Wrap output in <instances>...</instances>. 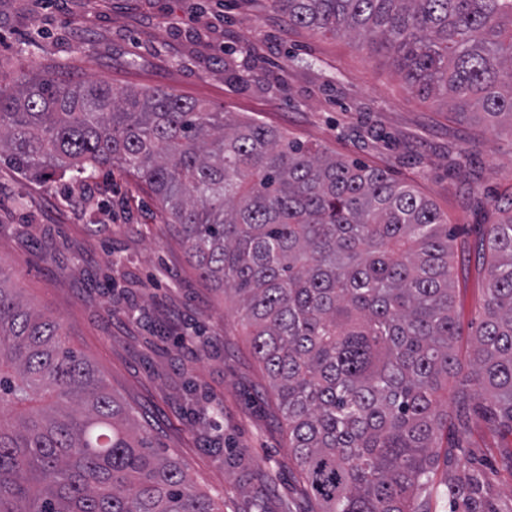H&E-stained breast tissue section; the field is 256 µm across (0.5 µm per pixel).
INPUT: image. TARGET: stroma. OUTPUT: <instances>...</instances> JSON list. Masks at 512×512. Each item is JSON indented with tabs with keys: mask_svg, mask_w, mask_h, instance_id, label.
Instances as JSON below:
<instances>
[{
	"mask_svg": "<svg viewBox=\"0 0 512 512\" xmlns=\"http://www.w3.org/2000/svg\"><path fill=\"white\" fill-rule=\"evenodd\" d=\"M47 73L162 87L412 184L456 231L455 310L477 317L481 245L512 194V124L448 113L386 56L291 26L270 0H0V77ZM0 270L219 512H319L235 299L198 277L139 180H46L1 161ZM470 466L512 512V434L479 416L423 490L427 512H450L447 478Z\"/></svg>",
	"mask_w": 512,
	"mask_h": 512,
	"instance_id": "35a3bbf8",
	"label": "stroma"
}]
</instances>
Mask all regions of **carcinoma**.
Returning <instances> with one entry per match:
<instances>
[{"label":"carcinoma","instance_id":"carcinoma-1","mask_svg":"<svg viewBox=\"0 0 512 512\" xmlns=\"http://www.w3.org/2000/svg\"><path fill=\"white\" fill-rule=\"evenodd\" d=\"M271 5L389 57L456 115L512 123V0ZM1 160L148 185L191 266L244 311L323 512H426L417 491L461 450L471 413L512 433V204L488 230L483 316L465 336L454 235L434 204L255 117L163 88L23 76L0 83ZM65 336L0 272V512H217ZM448 501L497 512L477 470L448 483Z\"/></svg>","mask_w":512,"mask_h":512}]
</instances>
